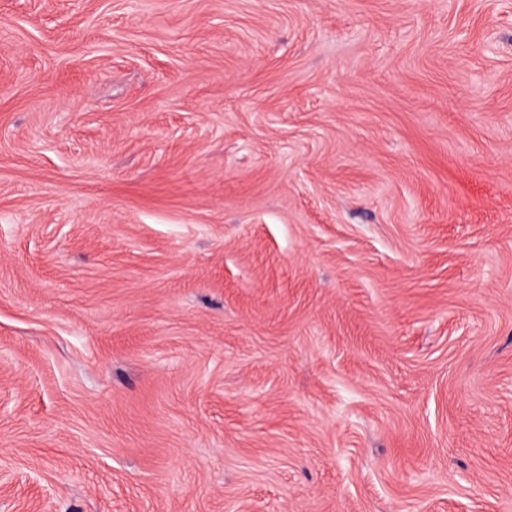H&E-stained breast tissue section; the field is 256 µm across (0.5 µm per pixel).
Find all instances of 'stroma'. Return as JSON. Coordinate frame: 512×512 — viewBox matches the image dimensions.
Returning a JSON list of instances; mask_svg holds the SVG:
<instances>
[{"label":"stroma","instance_id":"1","mask_svg":"<svg viewBox=\"0 0 512 512\" xmlns=\"http://www.w3.org/2000/svg\"><path fill=\"white\" fill-rule=\"evenodd\" d=\"M0 512H512V0H0Z\"/></svg>","mask_w":512,"mask_h":512}]
</instances>
